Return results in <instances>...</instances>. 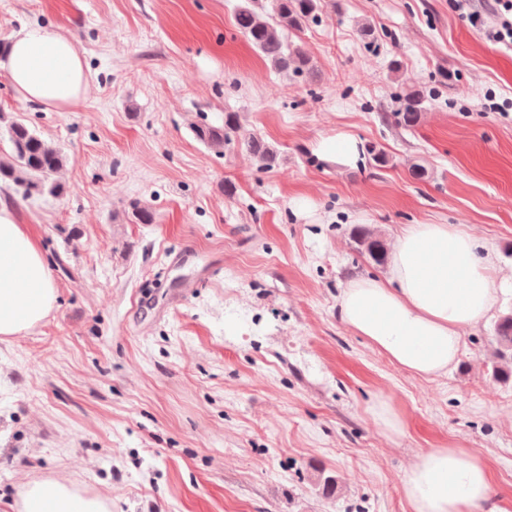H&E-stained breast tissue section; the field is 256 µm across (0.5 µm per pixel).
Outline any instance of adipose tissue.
<instances>
[{
    "instance_id": "1",
    "label": "adipose tissue",
    "mask_w": 512,
    "mask_h": 512,
    "mask_svg": "<svg viewBox=\"0 0 512 512\" xmlns=\"http://www.w3.org/2000/svg\"><path fill=\"white\" fill-rule=\"evenodd\" d=\"M0 74L21 101L48 109L78 106L88 87L86 65L73 42L36 26L12 35ZM56 298L35 232L0 200V338L36 326ZM496 303L495 265L486 247L450 224H409L395 238L387 275L351 281L337 316L392 362L432 378L453 368L464 329L485 320ZM401 493L412 512H487L494 487L473 449L431 448L410 464ZM20 501L21 512H109L102 499L54 480L29 484Z\"/></svg>"
}]
</instances>
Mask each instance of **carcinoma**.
Wrapping results in <instances>:
<instances>
[{
	"mask_svg": "<svg viewBox=\"0 0 512 512\" xmlns=\"http://www.w3.org/2000/svg\"><path fill=\"white\" fill-rule=\"evenodd\" d=\"M317 9L318 0H271L269 11L257 7L254 0H244L243 4L237 6L234 18L237 28L275 70L311 74L314 66L310 57L288 39L283 28L301 30ZM422 104L423 98L418 92L408 93L401 112L396 114L398 123L407 128L414 127ZM5 131L10 152L6 158L0 159V182L14 186L26 198L45 192L61 194L63 187L54 179L63 165L59 149L20 121H10ZM194 132L197 139L219 153L224 152V146L236 140L260 163V167L272 168L277 163V151L263 138L253 134L237 139L238 122L231 114L225 117L224 125L220 127L197 126ZM494 340L497 344V361L493 365V373L508 382L512 380V313L498 320L494 327Z\"/></svg>",
	"mask_w": 512,
	"mask_h": 512,
	"instance_id": "obj_1",
	"label": "carcinoma"
}]
</instances>
